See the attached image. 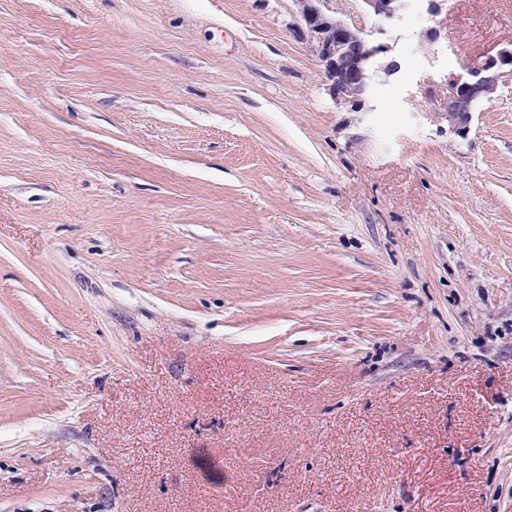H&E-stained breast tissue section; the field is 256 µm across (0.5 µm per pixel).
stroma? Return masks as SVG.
Listing matches in <instances>:
<instances>
[{"mask_svg": "<svg viewBox=\"0 0 512 512\" xmlns=\"http://www.w3.org/2000/svg\"><path fill=\"white\" fill-rule=\"evenodd\" d=\"M328 7L0 0V512H512V0ZM329 0H296L301 30L317 57L330 95L337 104H358L367 88L373 58L382 45H371L363 32L330 14ZM366 11L380 20H391L404 6V0H362ZM512 66V45L501 47L495 55L472 60L465 74L450 78L446 114L448 124L464 130L476 105L490 98Z\"/></svg>", "mask_w": 512, "mask_h": 512, "instance_id": "obj_1", "label": "stroma"}]
</instances>
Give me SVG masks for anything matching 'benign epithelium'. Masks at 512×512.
Segmentation results:
<instances>
[{
  "instance_id": "7a95c632",
  "label": "benign epithelium",
  "mask_w": 512,
  "mask_h": 512,
  "mask_svg": "<svg viewBox=\"0 0 512 512\" xmlns=\"http://www.w3.org/2000/svg\"><path fill=\"white\" fill-rule=\"evenodd\" d=\"M301 30L308 47L323 67L330 95L337 104H358L367 88L373 58L383 46L368 43L363 32L330 14L328 0H296ZM366 11L380 20H391L404 0H362ZM512 66V46L496 54L472 60L466 73L450 78L448 124L463 130L476 105L490 98Z\"/></svg>"
}]
</instances>
